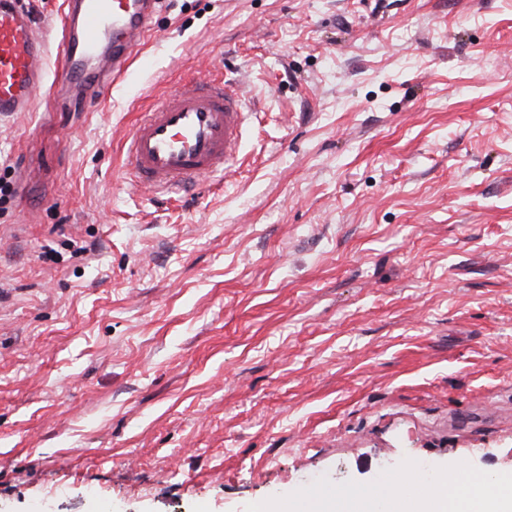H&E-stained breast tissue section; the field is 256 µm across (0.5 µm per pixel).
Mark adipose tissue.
<instances>
[{"instance_id": "obj_1", "label": "adipose tissue", "mask_w": 512, "mask_h": 512, "mask_svg": "<svg viewBox=\"0 0 512 512\" xmlns=\"http://www.w3.org/2000/svg\"><path fill=\"white\" fill-rule=\"evenodd\" d=\"M472 496L457 492L454 481L440 478L433 495L416 499L411 512H512V478L469 474Z\"/></svg>"}]
</instances>
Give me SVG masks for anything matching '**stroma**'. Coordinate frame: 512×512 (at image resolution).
Masks as SVG:
<instances>
[{
	"mask_svg": "<svg viewBox=\"0 0 512 512\" xmlns=\"http://www.w3.org/2000/svg\"><path fill=\"white\" fill-rule=\"evenodd\" d=\"M240 82L244 162L122 146ZM0 512L512 476V0H159L111 93L0 116ZM248 112L237 85L223 74L189 80L136 123L125 143L131 180L151 190L198 185L239 156Z\"/></svg>",
	"mask_w": 512,
	"mask_h": 512,
	"instance_id": "35a3bbf8",
	"label": "stroma"
}]
</instances>
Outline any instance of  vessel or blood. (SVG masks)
Instances as JSON below:
<instances>
[{
    "label": "vessel or blood",
    "instance_id": "1",
    "mask_svg": "<svg viewBox=\"0 0 512 512\" xmlns=\"http://www.w3.org/2000/svg\"><path fill=\"white\" fill-rule=\"evenodd\" d=\"M158 0H65L54 38L44 37L22 0H0V115L33 111L49 84V54L82 94L70 110L104 97L142 45ZM247 119L243 96L224 76L189 80L136 123L125 143L131 180L151 190L176 191L223 173L239 155ZM414 471L384 480L379 498L401 503L429 495Z\"/></svg>",
    "mask_w": 512,
    "mask_h": 512
}]
</instances>
